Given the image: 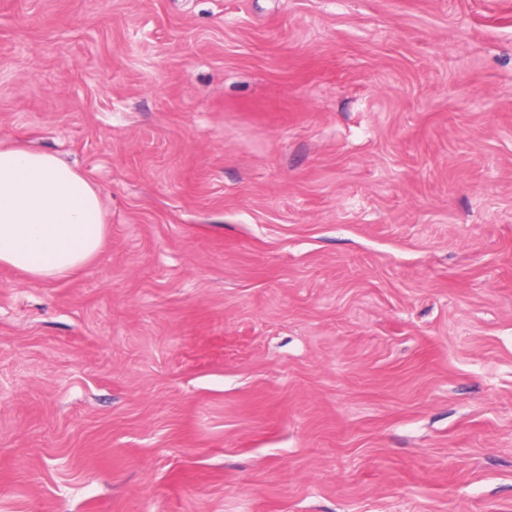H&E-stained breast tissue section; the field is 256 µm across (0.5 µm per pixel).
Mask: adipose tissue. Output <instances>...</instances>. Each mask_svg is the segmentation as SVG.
<instances>
[{
  "mask_svg": "<svg viewBox=\"0 0 512 512\" xmlns=\"http://www.w3.org/2000/svg\"><path fill=\"white\" fill-rule=\"evenodd\" d=\"M106 229L91 179L53 154L0 147V265L37 281L71 276L98 255Z\"/></svg>",
  "mask_w": 512,
  "mask_h": 512,
  "instance_id": "1",
  "label": "adipose tissue"
}]
</instances>
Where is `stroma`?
<instances>
[{
    "label": "stroma",
    "instance_id": "obj_1",
    "mask_svg": "<svg viewBox=\"0 0 512 512\" xmlns=\"http://www.w3.org/2000/svg\"><path fill=\"white\" fill-rule=\"evenodd\" d=\"M3 144L0 512H512V0H0ZM106 229L91 179L53 154L0 147V265L37 281L71 276L98 255Z\"/></svg>",
    "mask_w": 512,
    "mask_h": 512
}]
</instances>
